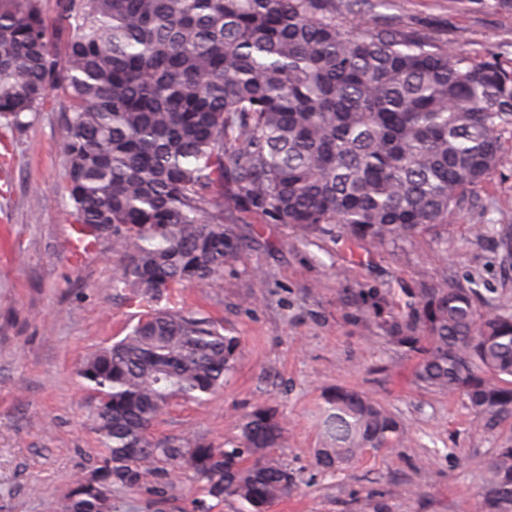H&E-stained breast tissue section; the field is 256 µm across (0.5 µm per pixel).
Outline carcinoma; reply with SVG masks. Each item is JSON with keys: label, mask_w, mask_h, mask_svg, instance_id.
Returning a JSON list of instances; mask_svg holds the SVG:
<instances>
[{"label": "carcinoma", "mask_w": 512, "mask_h": 512, "mask_svg": "<svg viewBox=\"0 0 512 512\" xmlns=\"http://www.w3.org/2000/svg\"><path fill=\"white\" fill-rule=\"evenodd\" d=\"M0 0V125L18 130L59 89L78 230L119 255L112 287L148 303L120 340L87 355L90 421L106 454L49 512H112V493L187 463L206 493L271 512L297 486L266 454L287 429L275 409L239 420L230 447L193 433L150 440L177 398L224 388L239 341L169 298L203 288L250 241L224 226L237 206L306 239L333 232L382 248L447 223L497 168L512 134V66L477 61L394 27L336 21V0ZM416 376L458 394L477 429L512 428V312L452 281L423 290ZM397 343L418 342L417 324ZM325 470L404 437L379 403L325 398ZM484 512H512V438L480 462Z\"/></svg>", "instance_id": "cac0c4a2"}]
</instances>
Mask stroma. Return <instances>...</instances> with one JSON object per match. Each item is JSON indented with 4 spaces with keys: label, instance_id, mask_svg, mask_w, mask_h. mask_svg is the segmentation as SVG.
<instances>
[{
    "label": "stroma",
    "instance_id": "35a3bbf8",
    "mask_svg": "<svg viewBox=\"0 0 512 512\" xmlns=\"http://www.w3.org/2000/svg\"><path fill=\"white\" fill-rule=\"evenodd\" d=\"M366 27L395 26L477 59L512 63V0H392L361 4ZM68 101L48 102L20 131L0 127L9 164L0 171V512H46L43 491L63 496L101 447L89 420L95 395L76 374L83 358L120 339L142 309L112 287L115 262L100 240L81 263L67 248L77 216L64 193ZM229 224L251 246L203 288L174 301L221 323L241 353L210 403L176 401L152 430L233 439L239 418L273 407L288 428L274 449L297 487L272 512H480L478 465L491 436L474 427L461 396L416 378L422 350L395 343L418 313L422 289L445 279L512 310V264L495 228L512 217V138L498 167L446 225L384 249L334 235L300 240L288 224L225 202ZM350 388L387 408L402 442L330 471L315 463L323 399ZM112 512H240L207 496L190 468L160 472L147 488L114 492Z\"/></svg>",
    "mask_w": 512,
    "mask_h": 512
}]
</instances>
